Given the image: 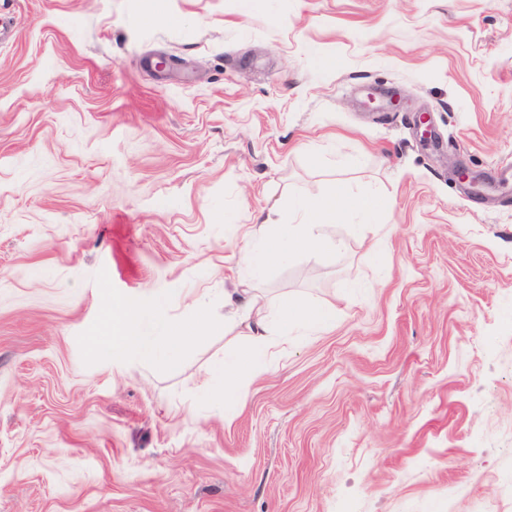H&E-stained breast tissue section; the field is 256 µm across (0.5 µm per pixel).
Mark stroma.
<instances>
[{"mask_svg":"<svg viewBox=\"0 0 512 512\" xmlns=\"http://www.w3.org/2000/svg\"><path fill=\"white\" fill-rule=\"evenodd\" d=\"M152 2L0 0V512H512V0ZM336 180L379 225L239 269ZM253 288L336 321L227 421L199 385ZM128 295L212 329L94 355Z\"/></svg>","mask_w":512,"mask_h":512,"instance_id":"35a3bbf8","label":"stroma"}]
</instances>
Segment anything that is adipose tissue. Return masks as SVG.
<instances>
[{
    "instance_id": "1",
    "label": "adipose tissue",
    "mask_w": 512,
    "mask_h": 512,
    "mask_svg": "<svg viewBox=\"0 0 512 512\" xmlns=\"http://www.w3.org/2000/svg\"><path fill=\"white\" fill-rule=\"evenodd\" d=\"M386 207L387 202L381 196L357 195L342 183L331 185L324 193H305L298 199L289 223L272 224L268 219L256 217L251 235L258 240L259 248L246 252L243 260L260 266L272 260H286L293 251L335 247L336 228L348 223L350 214H359L365 222L374 224ZM224 304L229 308L226 323L239 322L247 329L244 345L216 362L209 371L210 376L221 379L217 391L225 417L231 418L244 399L239 376L263 374L269 358L288 347L287 338L274 337L272 321H279L286 330L316 332L333 322L335 310L302 305L286 297L273 305L258 294L240 307L234 306L229 297ZM109 307L103 335L91 337L89 343L92 352L111 359L122 361L132 357L162 365L176 356L188 335L186 326L169 319L163 300L143 303L128 297L110 300Z\"/></svg>"
}]
</instances>
